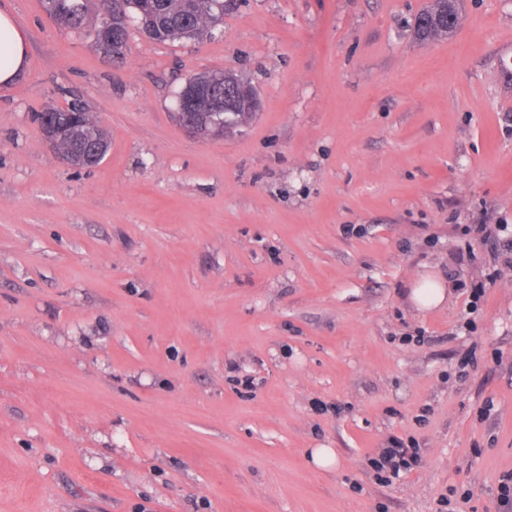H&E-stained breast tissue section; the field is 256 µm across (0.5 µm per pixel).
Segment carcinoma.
Segmentation results:
<instances>
[{"instance_id": "carcinoma-1", "label": "carcinoma", "mask_w": 512, "mask_h": 512, "mask_svg": "<svg viewBox=\"0 0 512 512\" xmlns=\"http://www.w3.org/2000/svg\"><path fill=\"white\" fill-rule=\"evenodd\" d=\"M42 5L47 15L59 18L61 29L84 34L96 46L107 39L116 18L125 40L135 27L159 43L201 39L224 21L222 0H42ZM419 17L424 22L414 21L413 31L420 40L450 36L460 23V0H431ZM71 112L82 113V128L59 138V151L81 154L94 134L108 144L106 132L85 106L74 103L52 110L58 117Z\"/></svg>"}]
</instances>
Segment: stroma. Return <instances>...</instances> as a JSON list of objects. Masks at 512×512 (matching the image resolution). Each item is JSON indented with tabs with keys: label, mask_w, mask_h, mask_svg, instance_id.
Returning <instances> with one entry per match:
<instances>
[{
	"label": "stroma",
	"mask_w": 512,
	"mask_h": 512,
	"mask_svg": "<svg viewBox=\"0 0 512 512\" xmlns=\"http://www.w3.org/2000/svg\"><path fill=\"white\" fill-rule=\"evenodd\" d=\"M428 3L228 0L111 61L0 0L28 44L0 87V512H512V248L463 233L512 225V0L422 42ZM221 69L261 109L202 141L176 96ZM74 101L111 142L89 171L35 120ZM395 439L421 461L387 482ZM411 296L419 308L428 309L438 306L445 300V287L440 280L424 275L413 286Z\"/></svg>",
	"instance_id": "35a3bbf8"
}]
</instances>
